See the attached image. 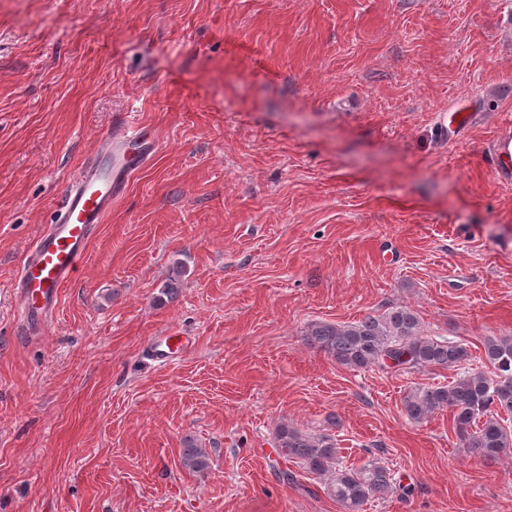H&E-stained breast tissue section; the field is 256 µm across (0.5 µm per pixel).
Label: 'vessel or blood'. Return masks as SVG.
Wrapping results in <instances>:
<instances>
[{
  "mask_svg": "<svg viewBox=\"0 0 512 512\" xmlns=\"http://www.w3.org/2000/svg\"><path fill=\"white\" fill-rule=\"evenodd\" d=\"M128 134L108 140L85 164L69 187L51 224L45 226L26 252L18 271L17 287L26 331L46 332L59 302L60 290L81 269L98 224L129 183L131 171L116 158Z\"/></svg>",
  "mask_w": 512,
  "mask_h": 512,
  "instance_id": "1",
  "label": "vessel or blood"
}]
</instances>
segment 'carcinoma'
<instances>
[{"label":"carcinoma","mask_w":512,"mask_h":512,"mask_svg":"<svg viewBox=\"0 0 512 512\" xmlns=\"http://www.w3.org/2000/svg\"><path fill=\"white\" fill-rule=\"evenodd\" d=\"M303 341L308 348L352 370L447 369L469 360L463 344L425 334L417 311L409 306L367 314L351 323L312 322L303 331ZM484 358L492 367L491 373L474 371L448 386L419 387L404 397L403 407L407 419L418 424L448 410L462 451L493 463L512 452V430L502 424L504 416H512V336L487 338ZM274 439L283 459L325 478L326 493L343 512H362L368 501L386 498L394 491L395 479L388 466L377 460L359 467L346 466L336 443L328 437L282 424ZM180 461L192 473H203L210 467L209 453L190 437L183 440Z\"/></svg>","instance_id":"obj_1"}]
</instances>
